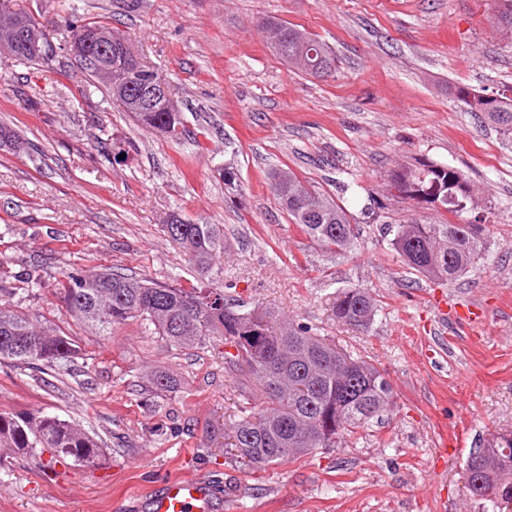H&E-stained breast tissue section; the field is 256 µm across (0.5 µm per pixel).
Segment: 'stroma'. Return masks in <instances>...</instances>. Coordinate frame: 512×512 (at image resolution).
Masks as SVG:
<instances>
[{
  "label": "stroma",
  "mask_w": 512,
  "mask_h": 512,
  "mask_svg": "<svg viewBox=\"0 0 512 512\" xmlns=\"http://www.w3.org/2000/svg\"><path fill=\"white\" fill-rule=\"evenodd\" d=\"M103 17L159 69L183 112L171 140L88 89L62 19ZM52 25V67L0 51V123L31 145L0 148V304L32 307L73 331L50 287L100 266L162 285L223 288L276 306L385 370L394 406L339 448L255 469L200 447L233 413L241 375L218 352L171 349L143 326L81 337L83 355L47 381L0 365V413L42 409L101 439L96 466L0 465V512H145L171 477L206 481L213 512H483L461 473L490 434L512 430V142L465 112L450 89L512 87V33L496 0H30ZM276 18L332 47L334 75L298 73L265 43ZM40 103L32 107L29 96ZM462 170L489 214L488 252L466 277L435 283L397 259L387 225L433 221L387 189L400 163ZM234 167L239 186L220 174ZM288 167L343 205L356 249H313L270 190ZM224 227L220 279H201L164 232L169 214ZM46 287L27 298L31 279ZM378 301L368 331L331 315L339 289ZM162 366L180 380L152 394Z\"/></svg>",
  "instance_id": "1"
}]
</instances>
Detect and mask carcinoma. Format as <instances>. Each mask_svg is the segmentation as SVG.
<instances>
[{
	"label": "carcinoma",
	"mask_w": 512,
	"mask_h": 512,
	"mask_svg": "<svg viewBox=\"0 0 512 512\" xmlns=\"http://www.w3.org/2000/svg\"><path fill=\"white\" fill-rule=\"evenodd\" d=\"M18 14L44 32L43 50L30 54L12 51L20 64L48 66L56 57L52 29L29 7V0H13ZM65 24L72 38L109 29L104 20L84 18L72 11ZM273 30L277 39L268 46L297 71L318 78L336 70V54L321 40L285 22L267 19L262 32ZM135 53L130 42L112 46V68L106 60L82 58L88 76L105 87L112 106L127 112L144 129L177 140L185 132L182 113L158 99L149 112L131 106L151 77L119 67L122 57ZM465 110L478 114L487 126L512 135V87L495 96L465 85L452 89ZM0 146L16 152L29 143L10 126L0 124ZM389 186L396 197L432 210L440 220L423 224L406 220L391 224L390 245L415 275L453 282L465 277L483 259L485 227L463 221V214L478 204L468 177L440 163L401 164L390 171ZM271 191L293 224L314 249L328 255L352 250L356 227L346 208L331 196L301 179L289 168L273 172ZM196 266L209 277L224 253V225L194 224L177 215L164 227ZM67 316L89 336H110L115 328L137 322L180 351L217 349L224 367L241 370L260 392L239 393L237 413L224 421V447L257 467L276 465L310 454L317 448H336L346 438L369 428L394 404L385 372L371 363L336 348L329 340L271 308L242 311L235 300L211 288L161 285L145 278L88 266L67 274L56 284ZM377 301L366 287L344 288L336 295V320L365 331L373 322ZM249 337L243 351L233 352L235 339ZM81 352L78 339L42 324L29 307H0V362L7 361L47 375ZM158 393H175L177 379L159 367L150 373ZM0 448L14 457L50 454V460L74 465H97L105 460L102 441L80 425L44 410L0 413ZM466 483H481L490 494L475 496L490 503L492 512H512V430L496 432L483 447L470 453L462 471Z\"/></svg>",
	"instance_id": "cac0c4a2"
}]
</instances>
